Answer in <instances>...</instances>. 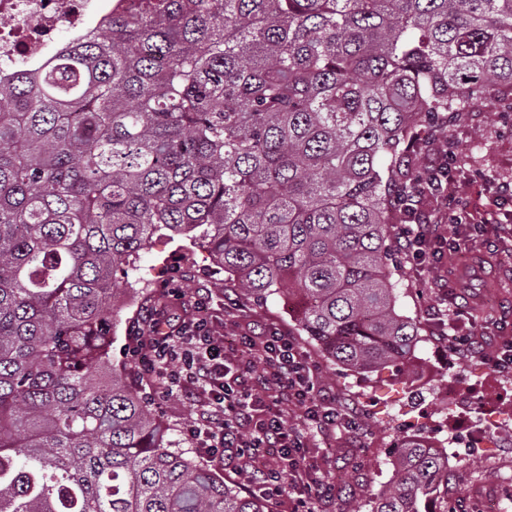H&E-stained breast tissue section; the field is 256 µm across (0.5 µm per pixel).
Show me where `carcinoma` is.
<instances>
[{
    "label": "carcinoma",
    "mask_w": 512,
    "mask_h": 512,
    "mask_svg": "<svg viewBox=\"0 0 512 512\" xmlns=\"http://www.w3.org/2000/svg\"><path fill=\"white\" fill-rule=\"evenodd\" d=\"M112 2L0 77V512H269L171 447L104 305L166 230L255 301L302 299L333 363L404 361L389 260L417 127L512 94V0ZM443 469L405 443L372 512H433Z\"/></svg>",
    "instance_id": "cac0c4a2"
}]
</instances>
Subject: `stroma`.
I'll list each match as a JSON object with an SVG mask.
<instances>
[{"mask_svg":"<svg viewBox=\"0 0 512 512\" xmlns=\"http://www.w3.org/2000/svg\"><path fill=\"white\" fill-rule=\"evenodd\" d=\"M448 137L432 135V150L450 141L456 162L449 190L478 209L497 201L493 224L460 226L442 222L445 237L466 238L473 264L466 277L452 282L455 256L440 263L410 266L401 254H393L390 268L396 284L397 307L418 329L414 358L405 370L389 366L366 376L331 364L298 324L296 298L273 295L260 304L242 294L218 270L211 255L189 241L153 237L141 254L138 273L151 282L149 294L127 298L116 315L111 333L112 362L122 379L151 404L166 426L168 440L181 444L180 428L195 413L193 400L183 395H164L142 381L127 353L129 329L148 313L164 309L171 326H179L192 314L189 302L177 301L170 289L185 292L207 288L213 294L211 321L217 335L237 343L239 337L262 326H273L291 336L319 371V389L354 416L353 425H342L312 438L308 463L325 476L335 490L333 512H369L376 494L389 480L395 449L404 438L427 439L431 421L446 401L449 387L460 396L483 385L481 410L512 405V390L502 389L505 378L492 363L504 337H512V199L500 195V187L512 183V112L499 103L481 100L469 111L448 120ZM460 314L477 341L475 352L447 362L446 344L437 340L453 314ZM512 486V442L492 434L487 448L458 455L448 464V476L438 485V507L461 491H494Z\"/></svg>","mask_w":512,"mask_h":512,"instance_id":"35a3bbf8","label":"stroma"}]
</instances>
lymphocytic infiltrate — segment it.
Here are the masks:
<instances>
[{"mask_svg":"<svg viewBox=\"0 0 512 512\" xmlns=\"http://www.w3.org/2000/svg\"><path fill=\"white\" fill-rule=\"evenodd\" d=\"M402 251L410 263L440 255L443 246L461 249L465 241H446L429 224H404L399 228ZM200 317L170 331L166 320L150 315L131 332L129 350L142 378L165 393L202 396L194 418L181 433L191 448L212 460L229 462L247 476L254 490L273 501L286 492L283 475L297 486L295 512H329L328 487L305 467L307 440L286 424L294 409L305 420L327 430L344 423L340 409L318 399V370L297 344L276 328L244 337L249 356L227 355L223 337L213 335L203 319L212 299L209 291L189 295Z\"/></svg>","mask_w":512,"mask_h":512,"instance_id":"obj_1","label":"lymphocytic infiltrate"}]
</instances>
